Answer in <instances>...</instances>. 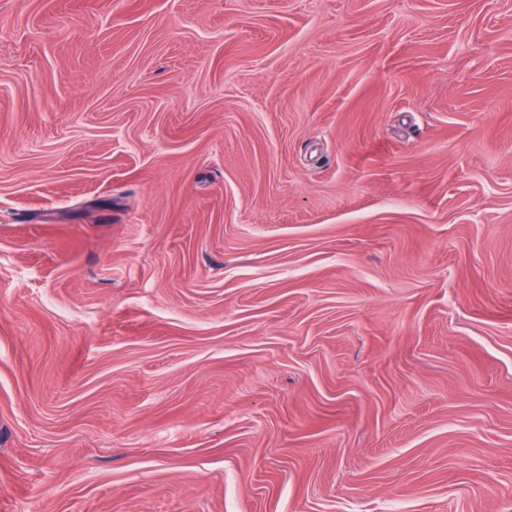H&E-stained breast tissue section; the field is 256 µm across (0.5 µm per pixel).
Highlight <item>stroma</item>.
Wrapping results in <instances>:
<instances>
[{
  "label": "stroma",
  "instance_id": "stroma-1",
  "mask_svg": "<svg viewBox=\"0 0 512 512\" xmlns=\"http://www.w3.org/2000/svg\"><path fill=\"white\" fill-rule=\"evenodd\" d=\"M0 512H512V0H0Z\"/></svg>",
  "mask_w": 512,
  "mask_h": 512
}]
</instances>
